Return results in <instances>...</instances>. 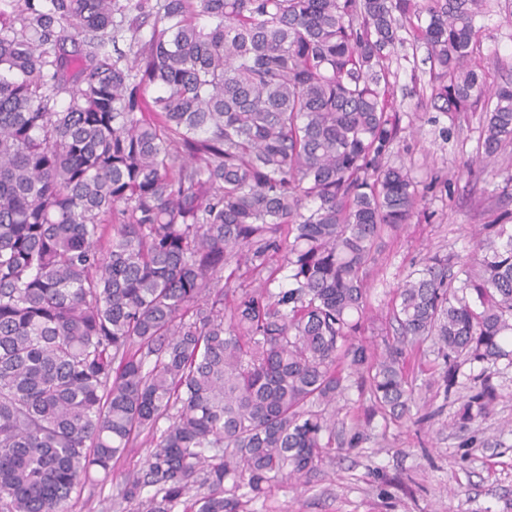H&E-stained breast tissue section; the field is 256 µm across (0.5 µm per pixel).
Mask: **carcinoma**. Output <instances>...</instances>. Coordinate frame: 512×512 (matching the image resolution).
Segmentation results:
<instances>
[{"mask_svg":"<svg viewBox=\"0 0 512 512\" xmlns=\"http://www.w3.org/2000/svg\"><path fill=\"white\" fill-rule=\"evenodd\" d=\"M489 13L0 0V512H68L142 435L114 508L247 512L377 418L434 419L405 367L427 342L435 395L464 376L462 419L491 415L512 365V225L478 228L469 265L428 255L394 290L395 337L363 339L381 243L422 202L390 161L392 50L403 29L424 41L436 111L487 100L479 163L495 164L512 85L488 95L471 65Z\"/></svg>","mask_w":512,"mask_h":512,"instance_id":"obj_1","label":"carcinoma"}]
</instances>
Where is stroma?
I'll use <instances>...</instances> for the list:
<instances>
[{
	"mask_svg": "<svg viewBox=\"0 0 512 512\" xmlns=\"http://www.w3.org/2000/svg\"><path fill=\"white\" fill-rule=\"evenodd\" d=\"M474 60L488 85L512 81V16L504 6H493ZM431 75L425 45L396 47L390 81L403 131L392 160L411 167L427 191L399 237L382 248L370 295L379 318L411 266L436 251L468 262L478 225L512 217V198L501 193L512 147L495 167L467 175L463 167L478 155L483 112L435 113L428 103ZM439 178L449 179L451 199L435 189ZM497 369L500 397L488 419L461 427V403L451 399L424 424L410 420L386 430L374 422L370 440L343 451L306 488L282 484L252 502L251 512H512V365L502 361ZM149 452V443L138 439L110 475L93 473L69 512H113L117 485Z\"/></svg>",
	"mask_w": 512,
	"mask_h": 512,
	"instance_id": "obj_1",
	"label": "stroma"
}]
</instances>
